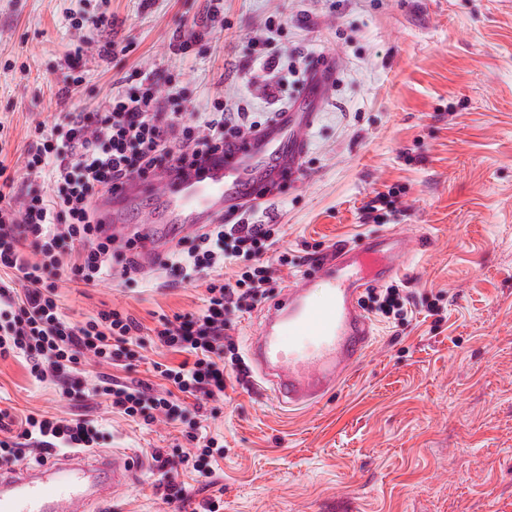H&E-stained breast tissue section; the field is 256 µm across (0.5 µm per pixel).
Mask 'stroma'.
Instances as JSON below:
<instances>
[{
    "instance_id": "stroma-1",
    "label": "stroma",
    "mask_w": 512,
    "mask_h": 512,
    "mask_svg": "<svg viewBox=\"0 0 512 512\" xmlns=\"http://www.w3.org/2000/svg\"><path fill=\"white\" fill-rule=\"evenodd\" d=\"M208 0H0V137L22 169L32 125L62 112H95L119 79L151 69L188 88L187 111L243 101L257 115L300 95L287 66L247 80L248 41L282 22L283 44L311 61L329 57L336 80L309 132L304 179L249 213L278 224L294 258L268 297L308 270V248L329 252L369 235L406 233L413 243L396 285L413 294V316H372L375 340L347 380L313 406L289 411L269 388L228 381L202 419L224 442L212 478L183 471L180 508L155 491L154 451L189 447L180 427L113 414L101 397L72 400L36 382L23 360L0 358V408L17 415L85 418L104 433L100 453L124 448L148 465L100 512H512V0H224V13L188 55L169 51ZM107 12L118 25L86 23ZM131 44L104 54L105 40ZM80 84L59 88L75 49ZM399 187L384 224L364 220L371 198ZM162 267L87 288L66 284L65 314L82 321L123 308L150 331L160 315L202 307L205 285L166 287ZM444 293V311L425 304ZM147 350L131 369L84 367L92 384L115 375L152 381Z\"/></svg>"
}]
</instances>
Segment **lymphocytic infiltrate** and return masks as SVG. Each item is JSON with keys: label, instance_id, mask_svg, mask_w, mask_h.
Returning a JSON list of instances; mask_svg holds the SVG:
<instances>
[{"label": "lymphocytic infiltrate", "instance_id": "lymphocytic-infiltrate-1", "mask_svg": "<svg viewBox=\"0 0 512 512\" xmlns=\"http://www.w3.org/2000/svg\"><path fill=\"white\" fill-rule=\"evenodd\" d=\"M181 100L175 78L150 70L139 73L134 88L113 93L101 111L66 112L60 122L35 125L25 168L53 189L47 196L27 188L18 206L13 203L15 172L3 160L6 147L0 146V357L22 358L35 381L73 384L75 397H105L113 412L143 424L161 418L186 423L194 448L176 457L155 456L161 496L170 504L185 497L174 464L209 478L215 457L224 453L216 439L199 440L197 421L177 397L200 403L221 397L233 372H245L232 356L234 344L225 330L271 287L278 268L288 265L287 253L278 249L279 225L207 224L194 239L179 240L163 265L184 281L205 276V304L160 316L149 340L119 308L72 320L62 309L58 282L97 286L114 276L116 257L124 273L137 269L134 254L115 253L112 238L103 235L91 206L96 192L154 177L264 127L253 113L221 102L188 121L176 110ZM228 264L237 268L231 279L224 276ZM149 341L181 357L175 364L154 362L160 386H129L109 378L80 385L83 361L127 366L140 359ZM99 439L98 429L85 420L30 414L16 435L0 439V461L18 466L28 449L50 455L62 448L89 449Z\"/></svg>", "mask_w": 512, "mask_h": 512}]
</instances>
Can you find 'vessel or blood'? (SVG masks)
Segmentation results:
<instances>
[{"label": "vessel or blood", "mask_w": 512, "mask_h": 512, "mask_svg": "<svg viewBox=\"0 0 512 512\" xmlns=\"http://www.w3.org/2000/svg\"><path fill=\"white\" fill-rule=\"evenodd\" d=\"M335 79L333 64L320 65L309 72L306 91L259 133L176 165L155 186L133 179L106 192L98 209L108 234L127 239L128 224L145 220L147 231L134 247L153 267L163 256L152 248L154 239L179 240L187 226L213 224L232 208L274 198L275 185L299 175L309 148L306 133ZM409 250L408 239L398 234L341 246L266 305L249 339V358L283 404L316 403L363 360L374 331L361 293L398 275ZM142 466V458L127 450L94 457L78 451L53 458L35 474L1 470L0 512H88L128 485Z\"/></svg>", "instance_id": "obj_1"}]
</instances>
